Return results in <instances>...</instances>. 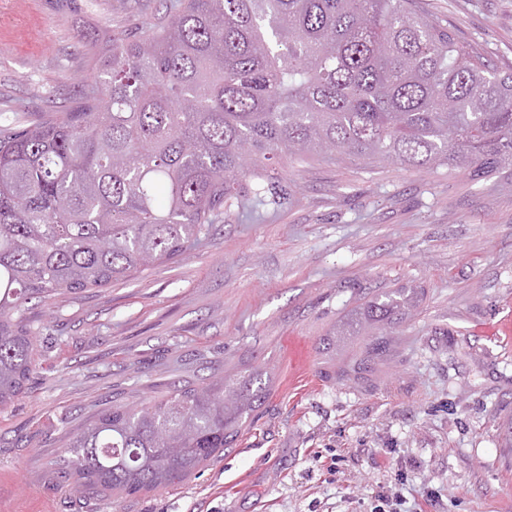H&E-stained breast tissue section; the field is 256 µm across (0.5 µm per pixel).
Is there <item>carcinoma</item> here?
I'll return each mask as SVG.
<instances>
[{"label": "carcinoma", "mask_w": 512, "mask_h": 512, "mask_svg": "<svg viewBox=\"0 0 512 512\" xmlns=\"http://www.w3.org/2000/svg\"><path fill=\"white\" fill-rule=\"evenodd\" d=\"M414 0H171L166 18L88 49L63 112L0 124V407L35 370L33 300L105 288L197 248L242 198L280 203L276 159L467 171L512 185V70ZM415 307L397 288L333 326L381 340L330 369L374 371ZM249 367L100 413L57 473L87 494L191 477L269 396Z\"/></svg>", "instance_id": "1"}]
</instances>
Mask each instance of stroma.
Returning <instances> with one entry per match:
<instances>
[{
  "label": "stroma",
  "mask_w": 512,
  "mask_h": 512,
  "mask_svg": "<svg viewBox=\"0 0 512 512\" xmlns=\"http://www.w3.org/2000/svg\"><path fill=\"white\" fill-rule=\"evenodd\" d=\"M512 69V0H418ZM169 0H0V122L67 108L106 31ZM286 203L244 201L173 263L32 302L36 370L0 408V512H512V192L447 169L281 159ZM416 309L376 373L325 379L321 340L372 296ZM248 365L273 388L181 485L75 492L50 463L102 410Z\"/></svg>",
  "instance_id": "1"
}]
</instances>
